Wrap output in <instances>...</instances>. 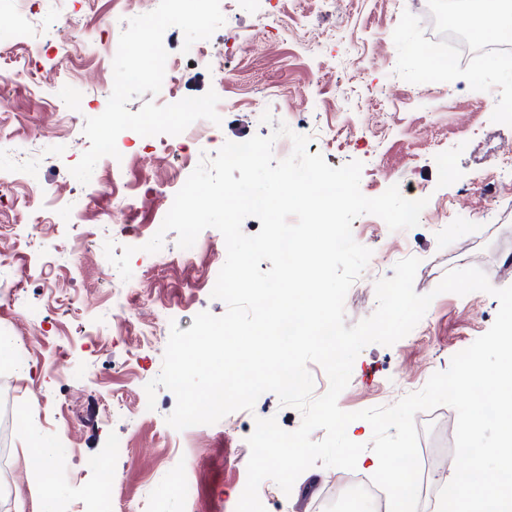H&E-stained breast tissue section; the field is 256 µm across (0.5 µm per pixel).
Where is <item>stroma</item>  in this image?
Wrapping results in <instances>:
<instances>
[{"label": "stroma", "instance_id": "stroma-1", "mask_svg": "<svg viewBox=\"0 0 512 512\" xmlns=\"http://www.w3.org/2000/svg\"><path fill=\"white\" fill-rule=\"evenodd\" d=\"M31 0H0V24L37 20L51 30L59 16L75 23L68 62L34 44H20L0 65L27 64L43 88L33 93L16 84L11 108L0 111V134L12 145L0 149V169L17 167L23 178L0 195V336L15 339L10 360L0 362V417L9 416L8 454L0 480L13 494L0 497V512H15L14 495L44 494L56 512H83L86 498L104 481L116 488L115 512H236L247 481L248 437L256 418H276L287 431L302 417L273 393L243 412L242 425L228 434L222 423L201 426V448L189 461L193 501L173 490L167 471L176 431L166 423L176 398L158 389L149 416L136 413L141 388L157 377L172 327L189 329L195 315H223L226 304L212 298L206 275H217L226 260L223 235L202 231V245L186 258L176 232H168L160 253L143 252L150 226L163 216L168 189L179 188L202 156H215L225 142L270 136L280 121L308 136L306 150L332 167L363 164L360 189L369 197L389 186L428 198L417 226L392 231L377 216L352 223L356 242L372 251L363 274L345 298V324L353 326L376 309L375 283L394 275L397 262L418 258L414 289L434 293L422 322L424 334L409 333L390 346L371 344L356 357L339 407L354 412L390 406L420 391L432 374L446 370L453 355L491 327L498 299L486 292L436 294L453 269L472 266L473 253L496 288L512 286L498 272L512 257V221L495 223L496 197L512 199V180L490 186L489 172L501 148L512 146V66L496 54L482 56L479 73L463 67L435 76L432 48L440 31L431 12L403 15L404 0H335L321 11L318 0H232L225 23L209 40L211 50L232 46L229 74L216 80L203 62L182 60L181 30L167 45L180 59L182 96L215 91L222 102L221 124L204 122L188 133L173 159L162 149L143 148L129 130L117 138L125 153L123 181L151 189L153 202L122 217L120 198L104 189L112 178V157H102L89 183L70 172L80 152L63 141L79 138L86 118L100 115L112 92L113 54L104 33L120 35L128 19L151 12L159 0H137L127 9L116 0H47L32 17ZM396 40H389L391 31ZM135 247L129 280L103 277L110 263L105 241ZM43 309L47 323L27 322L29 309ZM160 319L157 337L143 343L136 328L115 330L117 319ZM26 424H19V416ZM457 414L443 405L415 416L419 447L444 455L455 443ZM45 437L61 456L51 486L39 487L28 448L32 433ZM123 444V453L85 467L102 449ZM342 469L315 465L296 480L288 512L320 510L329 480Z\"/></svg>", "mask_w": 512, "mask_h": 512}]
</instances>
